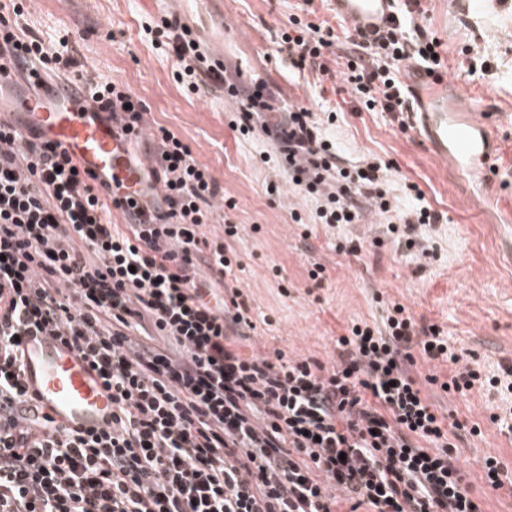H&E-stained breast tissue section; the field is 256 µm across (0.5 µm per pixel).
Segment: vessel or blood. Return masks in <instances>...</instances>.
Returning a JSON list of instances; mask_svg holds the SVG:
<instances>
[{"label": "vessel or blood", "mask_w": 512, "mask_h": 512, "mask_svg": "<svg viewBox=\"0 0 512 512\" xmlns=\"http://www.w3.org/2000/svg\"><path fill=\"white\" fill-rule=\"evenodd\" d=\"M337 13L354 27L373 31L384 27L392 0H333ZM427 98L437 106L421 113L416 129L439 158L479 181H488L487 164L496 140L491 114L449 111L440 84L428 82ZM86 89L73 83L53 87L49 97H22L16 111L29 115L39 130L56 142L84 176L107 174L138 190L143 171L131 161L134 136L122 135L106 113L91 110ZM24 381L29 393L57 425L94 432L112 423V393L97 371L75 349L45 338L27 344Z\"/></svg>", "instance_id": "b4317fda"}]
</instances>
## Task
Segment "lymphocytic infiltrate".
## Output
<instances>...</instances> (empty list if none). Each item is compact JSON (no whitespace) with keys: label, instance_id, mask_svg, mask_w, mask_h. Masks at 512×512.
Segmentation results:
<instances>
[{"label":"lymphocytic infiltrate","instance_id":"lymphocytic-infiltrate-1","mask_svg":"<svg viewBox=\"0 0 512 512\" xmlns=\"http://www.w3.org/2000/svg\"><path fill=\"white\" fill-rule=\"evenodd\" d=\"M421 2L400 0L386 27L351 37L343 76L365 111H412L406 64L440 77L441 42L417 23ZM337 41L330 25L295 17L278 50L326 74ZM153 44L174 54L188 91L223 82L180 19L163 20ZM78 65L73 47L18 35L0 14V67L41 88L44 71L76 78ZM86 86L123 134L141 131L145 107L127 87ZM282 114L261 129L293 185L320 196L316 223H356L364 200L411 246L418 227L442 223L425 205L397 210L381 163L338 165L315 112ZM154 137L162 189L141 193L122 228L57 144L0 119V512H485L457 446L461 430L481 429L440 413L426 387L507 390L512 367L497 376L464 362L437 325L399 303L381 325L352 324L330 365L243 351L231 334L255 323L235 285L237 227L205 238L215 178L174 132ZM201 262L230 287L229 301L197 280ZM30 336L61 340L98 371L112 392L111 428L72 431L32 404L22 380ZM420 358L454 369L422 377Z\"/></svg>","mask_w":512,"mask_h":512}]
</instances>
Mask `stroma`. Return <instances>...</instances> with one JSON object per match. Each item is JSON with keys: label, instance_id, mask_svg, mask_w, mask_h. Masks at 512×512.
I'll list each match as a JSON object with an SVG mask.
<instances>
[{"label": "stroma", "instance_id": "stroma-1", "mask_svg": "<svg viewBox=\"0 0 512 512\" xmlns=\"http://www.w3.org/2000/svg\"><path fill=\"white\" fill-rule=\"evenodd\" d=\"M304 0H26L19 27L33 28L45 42L68 39L80 50L84 70L96 81L128 87L148 111L147 129L163 126L187 144L223 191L215 200L208 238L238 227L232 247L242 264L237 285L252 300L251 333L258 353L284 350L290 358L332 364L335 340L351 322L380 323L382 302L403 304L416 320L438 325L479 366L512 364V223L501 202L512 203V0H426L425 25L440 38L447 68L444 93L461 112H483L493 103L499 151L490 187L473 182L433 155L413 128L392 112L357 109L339 72L319 75L295 69L278 51V34ZM185 10L209 50H222L233 81L259 79L276 86L283 102L313 112L338 109L327 134L343 163L373 157L390 164L389 191L399 209L429 204L444 223L422 234L430 257L389 236L378 216L335 229L315 223L316 201L293 191L288 175L261 155L272 147L259 135L232 126L238 107L222 87L185 92L176 80L174 56L152 48L145 27ZM477 56L484 72L463 67ZM236 207L226 210L225 200ZM301 213L294 223L291 211ZM323 282L310 279L313 265ZM432 402L480 435H463L459 461L475 477L486 512H512V496L480 483L483 457L512 463V432L489 420L502 397L471 391L449 396L429 390Z\"/></svg>", "mask_w": 512, "mask_h": 512}]
</instances>
